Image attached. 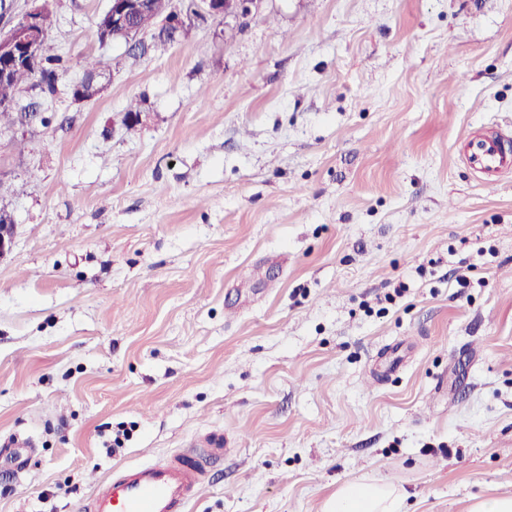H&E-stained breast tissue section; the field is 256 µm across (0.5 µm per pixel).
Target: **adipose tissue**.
Masks as SVG:
<instances>
[{
	"label": "adipose tissue",
	"mask_w": 512,
	"mask_h": 512,
	"mask_svg": "<svg viewBox=\"0 0 512 512\" xmlns=\"http://www.w3.org/2000/svg\"><path fill=\"white\" fill-rule=\"evenodd\" d=\"M405 492L393 484L370 481L340 486L323 512H401Z\"/></svg>",
	"instance_id": "obj_1"
}]
</instances>
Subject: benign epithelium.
<instances>
[{
    "instance_id": "7a95c632",
    "label": "benign epithelium",
    "mask_w": 512,
    "mask_h": 512,
    "mask_svg": "<svg viewBox=\"0 0 512 512\" xmlns=\"http://www.w3.org/2000/svg\"><path fill=\"white\" fill-rule=\"evenodd\" d=\"M264 0H193L190 10L177 5L160 11L154 0H112L107 13L112 16V40L128 45H149L144 33L136 30L133 17L153 13L156 17L151 38L170 37L183 40L192 27L211 20L232 18L238 22L260 10ZM48 6L46 0H31V7L15 15V0H0V63L9 67L29 65L44 57L47 36L40 24V15Z\"/></svg>"
}]
</instances>
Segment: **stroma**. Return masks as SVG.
Returning <instances> with one entry per match:
<instances>
[{
    "label": "stroma",
    "mask_w": 512,
    "mask_h": 512,
    "mask_svg": "<svg viewBox=\"0 0 512 512\" xmlns=\"http://www.w3.org/2000/svg\"><path fill=\"white\" fill-rule=\"evenodd\" d=\"M107 6L56 0L47 121L0 130V512L211 435L188 512L512 496V173L462 160L512 132V0H264L141 56ZM405 492L393 484L370 481L336 489L323 512H402Z\"/></svg>",
    "instance_id": "obj_1"
}]
</instances>
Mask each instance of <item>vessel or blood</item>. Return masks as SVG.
I'll list each match as a JSON object with an SVG mask.
<instances>
[{
    "mask_svg": "<svg viewBox=\"0 0 512 512\" xmlns=\"http://www.w3.org/2000/svg\"><path fill=\"white\" fill-rule=\"evenodd\" d=\"M463 159L485 173L510 172L512 139L499 134L471 141ZM203 475V468L189 456L168 463L125 465L98 483L78 512H187Z\"/></svg>",
    "mask_w": 512,
    "mask_h": 512,
    "instance_id": "vessel-or-blood-1",
    "label": "vessel or blood"
}]
</instances>
